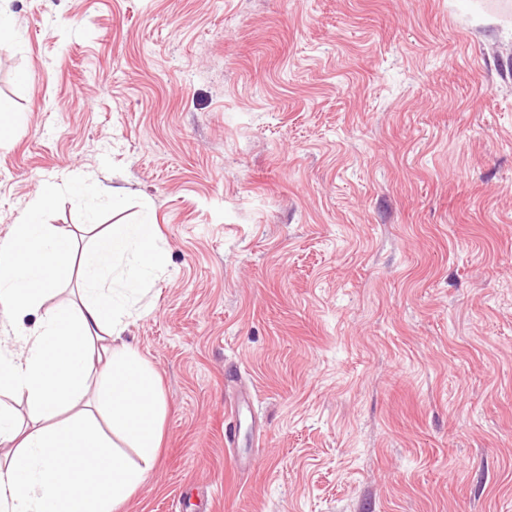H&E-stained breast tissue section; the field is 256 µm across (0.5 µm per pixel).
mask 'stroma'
<instances>
[{"label":"stroma","mask_w":512,"mask_h":512,"mask_svg":"<svg viewBox=\"0 0 512 512\" xmlns=\"http://www.w3.org/2000/svg\"><path fill=\"white\" fill-rule=\"evenodd\" d=\"M0 7V238L57 182L46 223L149 207L165 253L119 512H512V0Z\"/></svg>","instance_id":"stroma-1"}]
</instances>
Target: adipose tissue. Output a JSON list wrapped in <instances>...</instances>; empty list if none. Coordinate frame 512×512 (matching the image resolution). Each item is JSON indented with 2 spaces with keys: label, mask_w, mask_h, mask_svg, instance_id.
I'll return each instance as SVG.
<instances>
[{
  "label": "adipose tissue",
  "mask_w": 512,
  "mask_h": 512,
  "mask_svg": "<svg viewBox=\"0 0 512 512\" xmlns=\"http://www.w3.org/2000/svg\"><path fill=\"white\" fill-rule=\"evenodd\" d=\"M55 191L42 188L0 239V320L11 328L10 349H0V444L12 447L0 463V512H117L162 436L159 375L124 339L123 318L164 254L147 216L108 226L74 259L76 234L41 221ZM73 279L77 303L46 307ZM12 399L25 402L26 421ZM99 412L111 434L97 424Z\"/></svg>",
  "instance_id": "obj_1"
}]
</instances>
